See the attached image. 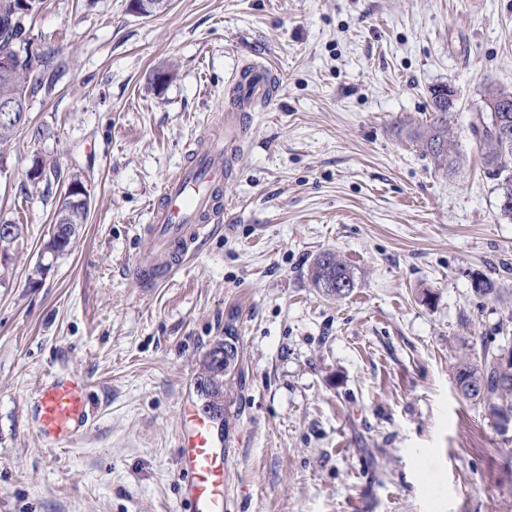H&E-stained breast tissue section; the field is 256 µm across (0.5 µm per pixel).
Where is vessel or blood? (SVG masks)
<instances>
[{"mask_svg": "<svg viewBox=\"0 0 512 512\" xmlns=\"http://www.w3.org/2000/svg\"><path fill=\"white\" fill-rule=\"evenodd\" d=\"M235 84L238 106L225 109L202 138L192 141L187 161L166 179L161 199L142 227L149 254L132 267L142 287L155 288L172 278L223 220L224 187L234 178V160L252 118L248 107L273 98L272 79L264 67H249L247 77ZM34 406L36 432L51 446L76 437L92 416L86 383L75 374L45 382ZM225 448L203 407L193 404L183 409L179 474L191 512H226Z\"/></svg>", "mask_w": 512, "mask_h": 512, "instance_id": "obj_1", "label": "vessel or blood"}]
</instances>
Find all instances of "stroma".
Masks as SVG:
<instances>
[{"instance_id": "obj_1", "label": "stroma", "mask_w": 512, "mask_h": 512, "mask_svg": "<svg viewBox=\"0 0 512 512\" xmlns=\"http://www.w3.org/2000/svg\"><path fill=\"white\" fill-rule=\"evenodd\" d=\"M43 0L31 50L68 69L0 154V220L25 235L0 269V512H189L180 411L233 325L224 393L228 512H512V423L460 395L462 358L512 336V223L470 121L512 89V0ZM176 66L167 85L155 68ZM253 61L276 93L252 114L224 223L168 282L140 287L150 201ZM457 92L462 160L435 169L409 132ZM50 186L23 190L34 157ZM87 222L44 255L73 178ZM339 254L356 286L309 284ZM87 383L93 418L58 448L34 430L49 377ZM322 255H326L330 258V263L332 265L333 273L336 276L335 281H332L330 283L324 282V285L326 286V288L323 286V283H322L323 277H324V274L321 272L322 267L320 265V257ZM343 279H348L352 283L347 280H343ZM310 280H311L312 286L314 288H317L318 290H320L326 297L336 299V300L348 297L351 294L353 288H355V277H354V272L352 271L351 267L348 264H346V262H344L343 259H341L338 255H336L332 251L322 252L314 258V261L312 263L311 270H310ZM339 280H341V281H339ZM336 281H339V282L336 283ZM352 285H353V288H352ZM333 287H335V288H333ZM328 288H333V289L329 290ZM343 288H351V289L347 292H345V291L343 292Z\"/></svg>"}]
</instances>
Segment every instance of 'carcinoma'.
<instances>
[{"instance_id":"cac0c4a2","label":"carcinoma","mask_w":512,"mask_h":512,"mask_svg":"<svg viewBox=\"0 0 512 512\" xmlns=\"http://www.w3.org/2000/svg\"><path fill=\"white\" fill-rule=\"evenodd\" d=\"M12 43L22 47L24 56L15 59L13 71L15 75L6 78L0 75V102L13 100L23 92L33 95L40 91L49 95L55 87L56 74H46L40 68L33 67L28 50L30 44L29 29L25 18L16 22L11 34ZM432 118L426 127L414 133L423 154L430 157L434 165L446 172L456 169L460 159L459 143L450 136L448 130L449 112L431 109ZM502 124L512 127V111L510 112H477L473 115L471 131L485 149L483 160L486 174L496 181L498 191L499 215L502 219L512 220V207L502 206L504 199L512 204V140L503 143L496 140L492 130ZM88 210L72 203H65L57 208L55 220H64L68 225L62 228L56 238L46 242L45 249L53 254H62L70 246V238L77 227L86 223ZM14 235H0V265L10 259L11 249L18 245L23 236V225H14ZM330 258L336 280L348 279L355 281L351 267L332 251L326 252ZM324 274L321 272L320 257H315L310 270L312 286L320 290L326 297L343 299L350 295L341 288L331 290L323 286ZM473 291L485 298L499 300L503 296V288L494 277L480 275L475 278ZM504 351L502 346L483 345L481 360L474 364L466 359L459 362L456 371V383L463 397L474 401L488 409L489 413L499 422L512 420V361L505 363L500 360ZM240 356V346H235L224 360V338L215 341L205 355L202 369L198 376L197 389L205 399L204 406L214 415L224 412V386L226 378L231 376Z\"/></svg>"}]
</instances>
